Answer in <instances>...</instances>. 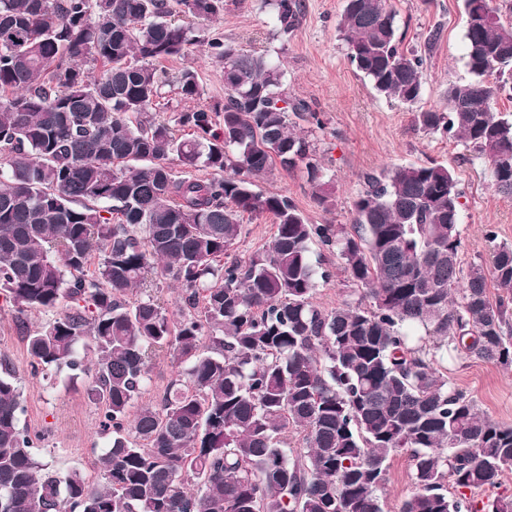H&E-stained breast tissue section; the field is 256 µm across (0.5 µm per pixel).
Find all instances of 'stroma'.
Returning a JSON list of instances; mask_svg holds the SVG:
<instances>
[{"label": "stroma", "mask_w": 512, "mask_h": 512, "mask_svg": "<svg viewBox=\"0 0 512 512\" xmlns=\"http://www.w3.org/2000/svg\"><path fill=\"white\" fill-rule=\"evenodd\" d=\"M302 2V21L287 35L280 34L273 9L263 0H226L223 19L200 23L197 30L202 38L216 36L281 62L289 96L307 100L325 123L321 130L303 120L296 126L315 143L326 178L334 186L327 205L313 199L300 168L288 172L274 167L256 179L255 191L287 196L307 223L348 225L353 220V201L364 188V174L386 166L436 161L454 173L464 192L459 214L462 263H488L493 244L488 232L496 233V241L512 244V199L495 190L486 159L474 156L461 141L423 130L415 122L418 113L445 110L449 85L469 78L463 0H392L405 47L430 51L421 97L411 105L378 95L349 62L337 30L345 0ZM433 34L438 37L434 43L429 40ZM188 66L197 70L203 88L197 106L211 109L223 104L227 94L224 70L203 49L163 61L160 68L174 78ZM243 225L230 251L241 260L265 248L275 231L272 218L265 214L244 219ZM311 259L318 270L330 273L329 279L317 284V305L331 309L359 300L336 251L315 243ZM1 353L14 365L22 392V422L34 436L39 455L57 469L78 468L95 474L104 442L97 433L101 412L86 395V379L70 380L64 371L32 375L26 343L6 308L0 310ZM437 363L478 409L496 420L512 422V370L460 353L451 359L438 358ZM413 490L408 455L393 456L380 493L385 512H398Z\"/></svg>", "instance_id": "obj_1"}]
</instances>
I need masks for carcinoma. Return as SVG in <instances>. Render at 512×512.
<instances>
[{
  "label": "carcinoma",
  "instance_id": "cac0c4a2",
  "mask_svg": "<svg viewBox=\"0 0 512 512\" xmlns=\"http://www.w3.org/2000/svg\"><path fill=\"white\" fill-rule=\"evenodd\" d=\"M464 6L473 79L417 122L487 159L512 197V120L491 107L512 99V0ZM274 8L283 33L300 25L302 0ZM177 12L210 21L224 0H0V297L33 374L77 379L89 373L79 349L94 354L86 392L108 436L98 479L51 469L0 355V512H384L379 491L401 453L415 489L399 512H512L511 496L475 499L512 471V424L481 413L435 359L461 346L512 367V245L463 268L462 192L434 161L366 175L349 228L308 224L288 197L255 191L275 164H302L325 204L316 146L289 114L324 122L265 55L200 40ZM338 31L377 93L419 99L427 57L402 49L390 0H346ZM194 45L224 65L227 97L172 126L158 119L166 87L193 101L198 74L170 84L157 64ZM201 167L212 176L192 174ZM264 213L268 246L229 259L243 216ZM315 240L337 250L358 302H312L330 277L311 262ZM153 264L181 287L176 318L140 291ZM63 300L67 311L29 328L28 312ZM413 326L426 343H409ZM164 350L177 377L160 407L136 409Z\"/></svg>",
  "mask_w": 512,
  "mask_h": 512
}]
</instances>
